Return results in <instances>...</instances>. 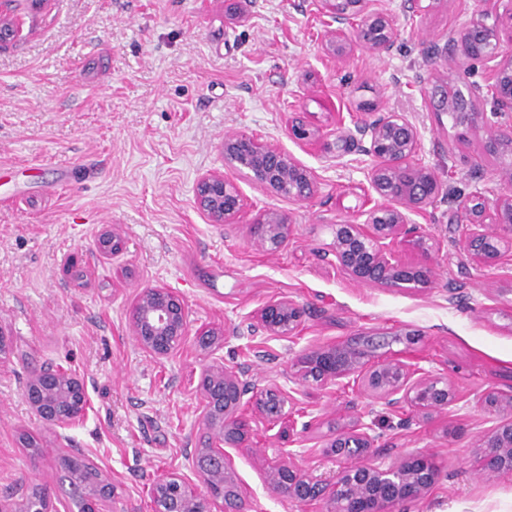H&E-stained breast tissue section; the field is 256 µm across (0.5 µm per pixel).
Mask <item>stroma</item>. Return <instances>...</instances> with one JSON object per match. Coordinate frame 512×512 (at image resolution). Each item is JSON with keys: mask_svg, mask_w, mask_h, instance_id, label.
<instances>
[{"mask_svg": "<svg viewBox=\"0 0 512 512\" xmlns=\"http://www.w3.org/2000/svg\"><path fill=\"white\" fill-rule=\"evenodd\" d=\"M392 21L396 50L380 58L355 50L344 60L322 43L332 19L318 0H10L18 36L0 45V328L10 340L0 365V496L21 498L46 486L57 506L69 500L60 469L20 442L94 458L118 486L117 512H152L148 488L169 472L187 473L188 455L210 439L199 419L200 376L213 360L252 365L253 379L295 388L294 363L305 348L373 329L409 325L422 339L391 357L449 372L463 394L460 411L426 425L398 426L376 407L369 420L393 452H433L443 476L420 512H512V474L477 471L475 440L489 422L473 395L512 384V281L477 270L456 248L443 252L432 291H386L346 280L321 261L329 226L357 218L370 203L362 188L371 167L358 152L336 156V120L353 122L362 102L409 113L421 138L417 162L435 168L446 200L417 216L457 238L453 200L498 185L496 161L473 167L480 137L455 142L438 121L434 85L461 78L449 35L470 19L477 0H376ZM322 128V141L288 136L293 119ZM247 133L279 144L311 169L316 194L297 203L238 172L243 209L233 227L210 223L194 204L197 179L224 167L225 135ZM282 211L293 226L276 255L257 250L249 224ZM114 231L117 257L97 240ZM459 286L456 305L440 287ZM161 286L189 311V331L214 328L222 345L209 356L186 344L158 361L130 325L136 295ZM290 296L309 314L297 336L262 340L250 314ZM262 347L265 358L253 362ZM76 374L88 414L68 429L47 428L23 390L43 368ZM307 427L289 437L300 466L328 471L319 448L349 405L366 407L356 387L296 388ZM457 427L444 436L445 425ZM264 431L229 455L261 512H321L289 504L264 486Z\"/></svg>", "mask_w": 512, "mask_h": 512, "instance_id": "stroma-1", "label": "stroma"}]
</instances>
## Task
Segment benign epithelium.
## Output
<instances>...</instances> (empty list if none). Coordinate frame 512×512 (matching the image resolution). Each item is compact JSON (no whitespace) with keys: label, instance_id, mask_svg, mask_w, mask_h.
<instances>
[{"label":"benign epithelium","instance_id":"7a95c632","mask_svg":"<svg viewBox=\"0 0 512 512\" xmlns=\"http://www.w3.org/2000/svg\"><path fill=\"white\" fill-rule=\"evenodd\" d=\"M337 23L325 40L324 50L342 59L356 49L378 57L390 54L395 40L389 16L373 8V0H321ZM502 15L483 9L450 38L460 48L462 61L484 69L487 86L478 82L440 84L434 90L438 108L451 111L456 127L465 133L483 134L484 151L499 161L498 183L504 192L489 200L475 190L460 198L455 211L463 231L455 241L459 251L476 265L494 269L512 279V58L503 60ZM491 100L493 112L482 110ZM356 133L339 130L333 147L338 155L356 148L370 157L368 196L373 206L362 211L363 223L341 219L330 225L332 241L322 260L349 282L395 291L435 288L436 265L444 243L430 225L417 224L412 216L446 199L437 171L415 161L420 146L416 125L400 112H377L364 102L354 122ZM290 135L300 142L322 137V131L293 121ZM224 164L247 171L260 187L290 201L311 199L318 188L314 172L283 148L238 133L224 138ZM194 203L213 224H233L243 208L238 186L226 173L212 170L201 175ZM250 233L258 250L280 253L293 233L285 215L276 209L262 213ZM408 243L415 259L405 261L399 247ZM104 253L121 251L120 238L105 232L98 239ZM130 315L140 347L158 361L176 352L189 338L188 309L178 295L162 287L143 289ZM307 309L291 297L266 301L252 316L255 330L265 339L291 338L302 327ZM201 352L214 355L218 333L207 329L194 336ZM417 334L401 328L395 332L373 330L346 341L316 345L297 359L295 383L301 386L336 387L347 382L368 399V406H385L399 417V424H425L446 416L462 402L455 380L448 374L426 370L386 354L395 343L411 349ZM249 368L218 362L204 371L199 382L200 418L218 434L219 445L209 442L190 453V468L203 489L197 491L178 472L159 477L152 485L153 512H258L256 501L245 491L228 460L229 448L249 444L254 426L272 431L291 422L295 402L276 381L259 386L248 380ZM249 400H244L245 395ZM23 398L47 426L66 429L84 418L90 408L84 384L70 372L47 368L25 386ZM476 406L494 424L478 433L479 467L486 476L512 471V385L509 390L490 387L475 396ZM368 412L352 405L343 424L320 450L335 464L330 474H316L297 462L298 452L284 446L262 470L266 487L299 506L320 505L325 512H396L425 500L442 477L437 455L413 453L398 459L379 444L380 436L365 421ZM95 481L70 489L68 512H111L118 497L111 476L95 461L87 460ZM24 512H57L49 493L31 487Z\"/></svg>","mask_w":512,"mask_h":512}]
</instances>
